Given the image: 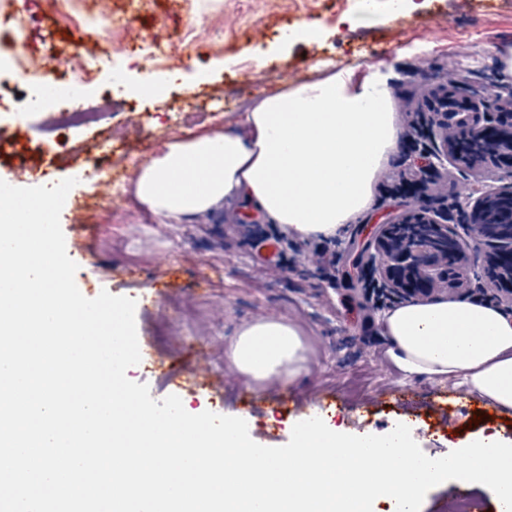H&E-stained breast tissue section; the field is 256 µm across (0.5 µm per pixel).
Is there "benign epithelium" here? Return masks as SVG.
Here are the masks:
<instances>
[{
    "mask_svg": "<svg viewBox=\"0 0 512 512\" xmlns=\"http://www.w3.org/2000/svg\"><path fill=\"white\" fill-rule=\"evenodd\" d=\"M435 127L440 140L434 155L437 163L452 157L475 176L480 173L479 161L463 156L465 147L482 141L508 142L509 149L497 158V169L500 177L512 181L511 88L492 94L482 87L467 91V110L440 113ZM511 196L512 185L465 197L468 227L493 268L477 278L474 289L467 270L466 243L456 237L453 250L444 248L441 242L449 237L447 216L424 213L415 202L399 216L376 225L361 248L350 243L347 252H357V261L372 268L373 291L393 301L430 298L441 290L460 295L475 290L512 310V235L505 238L493 233L491 225L475 223V219L491 215L498 198Z\"/></svg>",
    "mask_w": 512,
    "mask_h": 512,
    "instance_id": "obj_1",
    "label": "benign epithelium"
}]
</instances>
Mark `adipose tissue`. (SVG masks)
I'll use <instances>...</instances> for the list:
<instances>
[{"instance_id": "obj_1", "label": "adipose tissue", "mask_w": 512, "mask_h": 512, "mask_svg": "<svg viewBox=\"0 0 512 512\" xmlns=\"http://www.w3.org/2000/svg\"><path fill=\"white\" fill-rule=\"evenodd\" d=\"M400 133L384 77L326 66L258 95L238 131L165 144L135 195L162 224L232 201L289 236L331 239L373 209ZM379 325L405 378L451 381L512 409L511 312L465 297L418 299L390 308ZM225 360L247 382L293 384L307 372V346L293 323L256 321L237 332Z\"/></svg>"}]
</instances>
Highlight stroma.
Returning <instances> with one entry per match:
<instances>
[{
	"label": "stroma",
	"instance_id": "1",
	"mask_svg": "<svg viewBox=\"0 0 512 512\" xmlns=\"http://www.w3.org/2000/svg\"><path fill=\"white\" fill-rule=\"evenodd\" d=\"M417 2V8L397 12L390 0H378L366 13L355 0H223L224 40L216 45L187 37L198 0H146L126 40L153 34L175 68L124 58L125 82L107 96L102 90L110 69L95 71L83 105L102 118L92 128L64 132L62 147L45 132L42 116L19 129L10 119L0 120V179L29 186L20 162L23 149L35 146L50 162L45 186L72 178L76 201L98 195L90 223L63 222L66 250L78 266L75 281L85 297L106 290L135 300L141 361L128 377L147 384L153 399L175 392L192 406L245 416L251 438L270 447L288 443L289 423L304 418L296 409L300 403L357 432L382 433L408 420L428 455L494 432L512 439V410L490 407L448 381L402 378L377 323L380 301L365 290L370 269L355 266L342 250L420 197L415 180L438 139L417 116L416 102L447 68L468 65L471 87L512 85V75L503 74L494 55L512 46V0ZM14 3L29 20L30 38L42 44L36 64L45 72L60 66L79 71L84 52L76 44L88 38L97 39L99 49L112 48L98 30L74 26L46 0ZM348 15L358 26L339 36L336 28ZM303 21L315 22L313 37L287 36V28ZM320 63L361 71L372 65L388 73L403 130L395 159L379 177L375 207L362 223L348 227L339 244L286 236L280 225L241 219L230 205L185 224H160L134 200V179L126 180L120 199L98 185L100 159L85 144L111 134L112 172L121 176L127 155L146 162L166 142L237 130L257 94L310 77ZM148 75L161 78L165 93L135 101L133 93ZM277 235L283 238L277 266L255 265L259 244ZM259 320L298 326L309 349L303 381L252 385L225 363L235 332ZM172 367L181 371L177 391L163 379ZM397 387L420 399L413 415L384 402L385 393ZM463 497L481 500L483 512H495L488 487L454 480L431 488L421 512H448Z\"/></svg>",
	"mask_w": 512,
	"mask_h": 512
}]
</instances>
